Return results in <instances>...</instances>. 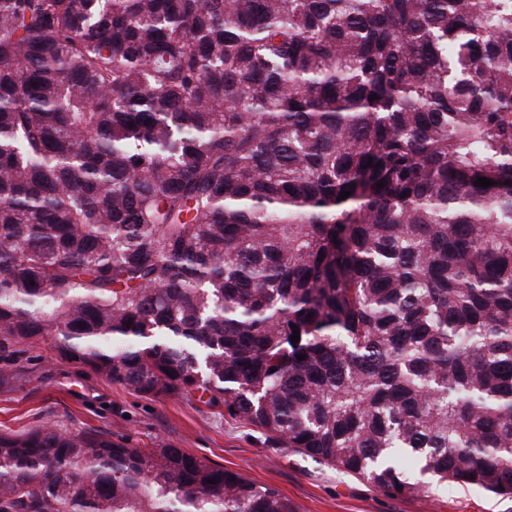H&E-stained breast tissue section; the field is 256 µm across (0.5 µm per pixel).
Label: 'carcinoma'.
I'll return each instance as SVG.
<instances>
[{"label":"carcinoma","instance_id":"obj_1","mask_svg":"<svg viewBox=\"0 0 512 512\" xmlns=\"http://www.w3.org/2000/svg\"><path fill=\"white\" fill-rule=\"evenodd\" d=\"M46 338L381 491L511 498L512 0H0V352ZM0 512L298 510L45 424L0 433Z\"/></svg>","mask_w":512,"mask_h":512}]
</instances>
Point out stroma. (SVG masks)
Returning <instances> with one entry per match:
<instances>
[{"label":"stroma","mask_w":512,"mask_h":512,"mask_svg":"<svg viewBox=\"0 0 512 512\" xmlns=\"http://www.w3.org/2000/svg\"><path fill=\"white\" fill-rule=\"evenodd\" d=\"M0 431L22 434L55 422L91 431L133 448L165 444L210 465L270 485L298 512H512V498L451 486L426 496H401L317 463L289 448L272 447L257 428L196 397L153 398L54 358L47 342L15 345L0 355Z\"/></svg>","instance_id":"stroma-1"}]
</instances>
